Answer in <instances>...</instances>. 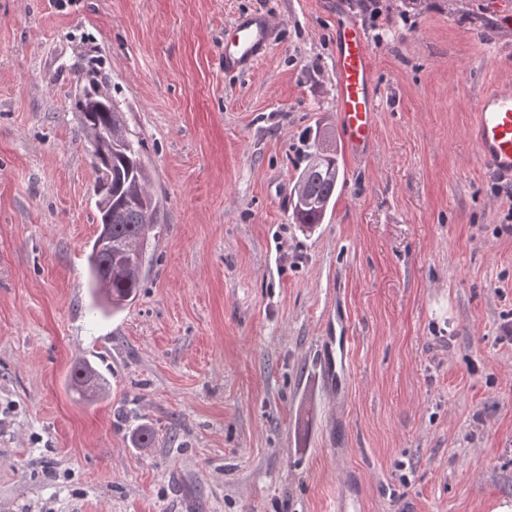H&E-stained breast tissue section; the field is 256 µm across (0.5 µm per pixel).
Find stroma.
Listing matches in <instances>:
<instances>
[{
    "mask_svg": "<svg viewBox=\"0 0 512 512\" xmlns=\"http://www.w3.org/2000/svg\"><path fill=\"white\" fill-rule=\"evenodd\" d=\"M271 52L224 75L233 18ZM364 27L372 154L314 234L289 197ZM92 68L160 202L137 298L90 311ZM512 88V0H0V512H491L512 498V184L475 101ZM343 336L341 397L316 382ZM88 360L108 395L67 382ZM151 426L153 447L131 430Z\"/></svg>",
    "mask_w": 512,
    "mask_h": 512,
    "instance_id": "obj_1",
    "label": "stroma"
}]
</instances>
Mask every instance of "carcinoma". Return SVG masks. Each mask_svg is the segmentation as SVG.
<instances>
[{"label": "carcinoma", "mask_w": 512, "mask_h": 512, "mask_svg": "<svg viewBox=\"0 0 512 512\" xmlns=\"http://www.w3.org/2000/svg\"><path fill=\"white\" fill-rule=\"evenodd\" d=\"M85 84L77 107L83 116L84 128L104 129L111 125L125 127L123 113L112 99L99 95L100 82L90 73H83ZM322 130L315 129L305 166L293 186L292 219L305 234H312L324 223L328 209L336 196L341 163L337 149L321 156L316 145ZM112 182H97L95 195L111 200V206L98 209L99 223H112V254L90 251L88 255V288L95 301H104L112 308L132 302L141 282L135 271L138 258H146L151 240L156 238V225L145 221L146 215L158 205L148 191L150 171L142 157L138 140L126 134L112 143ZM73 390L83 400L96 403L104 398L103 379L87 362L75 364L69 377Z\"/></svg>", "instance_id": "1"}]
</instances>
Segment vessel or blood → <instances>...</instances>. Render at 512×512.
<instances>
[{"label":"vessel or blood","instance_id":"vessel-or-blood-1","mask_svg":"<svg viewBox=\"0 0 512 512\" xmlns=\"http://www.w3.org/2000/svg\"><path fill=\"white\" fill-rule=\"evenodd\" d=\"M224 45V72L250 73L269 52L274 26L265 12L237 16ZM336 115L349 151L366 154L376 137V87L364 29L348 13L336 17ZM473 137L480 161L501 180L512 181V90L485 93L475 103ZM324 373L331 394L341 395L346 369L334 347L324 353Z\"/></svg>","mask_w":512,"mask_h":512}]
</instances>
